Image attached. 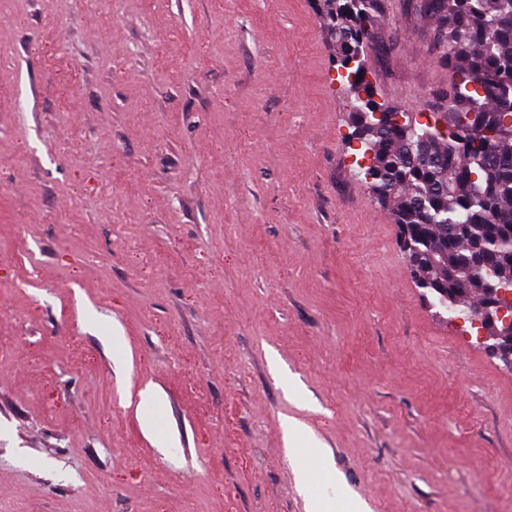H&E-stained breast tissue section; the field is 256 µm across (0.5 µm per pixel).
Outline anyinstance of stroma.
<instances>
[{
	"label": "stroma",
	"mask_w": 512,
	"mask_h": 512,
	"mask_svg": "<svg viewBox=\"0 0 512 512\" xmlns=\"http://www.w3.org/2000/svg\"><path fill=\"white\" fill-rule=\"evenodd\" d=\"M436 36L388 0L367 51L421 123ZM0 50V512H512V370L357 179L310 0H0Z\"/></svg>",
	"instance_id": "1"
}]
</instances>
